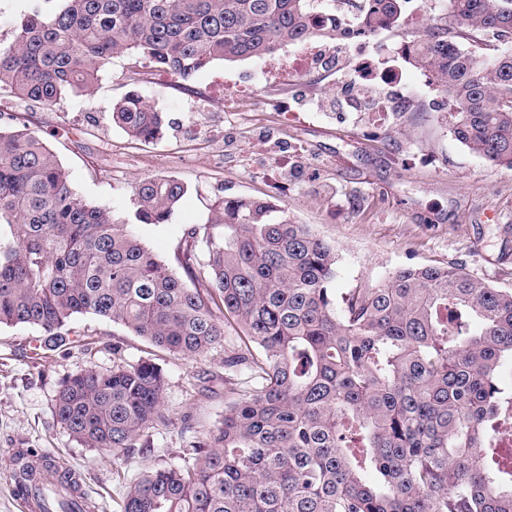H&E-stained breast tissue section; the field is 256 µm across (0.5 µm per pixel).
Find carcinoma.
<instances>
[{
  "label": "carcinoma",
  "mask_w": 512,
  "mask_h": 512,
  "mask_svg": "<svg viewBox=\"0 0 512 512\" xmlns=\"http://www.w3.org/2000/svg\"><path fill=\"white\" fill-rule=\"evenodd\" d=\"M60 2L31 10L0 47V91L50 105L116 57L185 82L216 61L336 36L311 23L333 0ZM378 2L368 25L397 22L404 0ZM451 5V22L429 27L409 60L440 83L455 139L512 168V0ZM112 120L148 143L165 126L136 93ZM184 195L176 179L143 178L135 219L165 224ZM180 262L182 277L131 225L78 198L40 137L0 129V325L34 326L53 350L80 342L69 324L92 314L187 360L224 348V419L181 463L136 478L120 512H512V453L496 447L512 426V396L498 387L512 361V291L451 264L340 293L334 247L252 198L215 201L184 233ZM163 388L150 360L80 370L62 382L55 416L119 459L167 421ZM50 476L53 497L80 491L72 470Z\"/></svg>",
  "instance_id": "obj_1"
}]
</instances>
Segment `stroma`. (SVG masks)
I'll use <instances>...</instances> for the list:
<instances>
[{"label":"stroma","instance_id":"35a3bbf8","mask_svg":"<svg viewBox=\"0 0 512 512\" xmlns=\"http://www.w3.org/2000/svg\"><path fill=\"white\" fill-rule=\"evenodd\" d=\"M259 70L254 60L218 61L188 82L158 85L135 57L115 58L91 86L51 106L1 92L0 127L42 137L78 197L131 223L173 269L185 228L205 224L214 200L250 197L287 207L335 248L338 290L376 285L400 267L448 263L512 290V168L462 146L449 112H344L332 76L266 85L262 103L245 100L228 111L219 76L247 84ZM131 91L166 113L162 139L135 141L113 125V103ZM277 100L298 109L275 111ZM151 176L187 187L165 224L134 220L133 187ZM280 179L288 182L284 197L275 191ZM71 326L84 333L83 345L50 351L36 327L0 325V512H19L10 478L19 452L52 454L78 475L94 512H118L126 481L179 463L224 417L223 350L187 362L89 314ZM142 360L164 372L167 422L119 464L111 452L73 440L54 400L78 370Z\"/></svg>","mask_w":512,"mask_h":512}]
</instances>
